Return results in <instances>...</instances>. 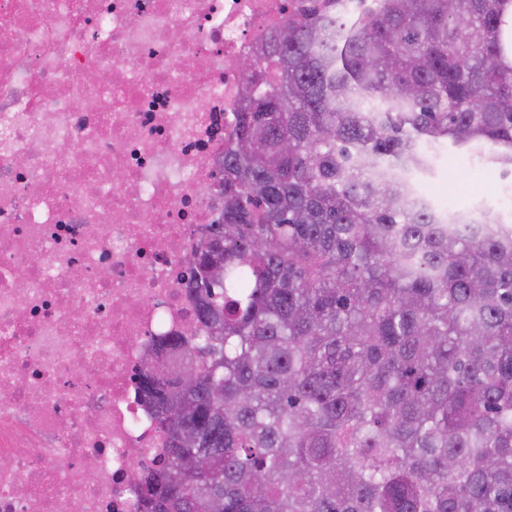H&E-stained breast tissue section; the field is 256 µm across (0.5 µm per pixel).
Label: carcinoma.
<instances>
[{
  "instance_id": "cac0c4a2",
  "label": "carcinoma",
  "mask_w": 512,
  "mask_h": 512,
  "mask_svg": "<svg viewBox=\"0 0 512 512\" xmlns=\"http://www.w3.org/2000/svg\"><path fill=\"white\" fill-rule=\"evenodd\" d=\"M247 60L206 365L138 376L168 448L135 510L512 512V215L412 182L443 142L512 175V0H309Z\"/></svg>"
}]
</instances>
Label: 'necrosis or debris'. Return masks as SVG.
Instances as JSON below:
<instances>
[{
    "mask_svg": "<svg viewBox=\"0 0 512 512\" xmlns=\"http://www.w3.org/2000/svg\"><path fill=\"white\" fill-rule=\"evenodd\" d=\"M300 3L0 0V512H132V471L163 464L136 377L157 336L202 363L187 266L222 210L238 62Z\"/></svg>",
    "mask_w": 512,
    "mask_h": 512,
    "instance_id": "1",
    "label": "necrosis or debris"
}]
</instances>
